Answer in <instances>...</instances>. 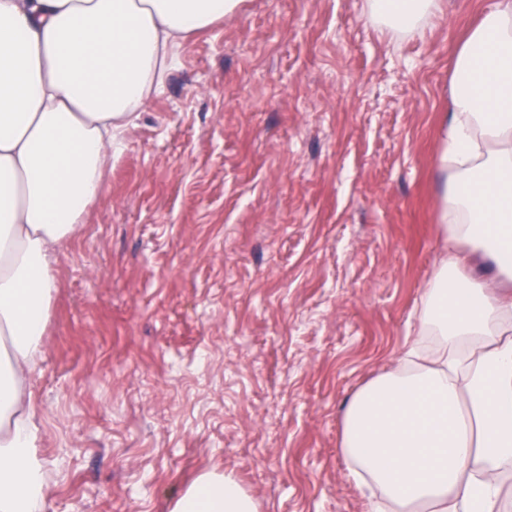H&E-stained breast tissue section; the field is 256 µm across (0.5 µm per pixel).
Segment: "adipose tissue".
<instances>
[{"mask_svg": "<svg viewBox=\"0 0 512 512\" xmlns=\"http://www.w3.org/2000/svg\"><path fill=\"white\" fill-rule=\"evenodd\" d=\"M240 0H0V512H46L27 381L43 357L56 256L106 191L103 170L190 32ZM442 0H368L410 32ZM436 168L447 252L420 337L343 409L342 453L370 512H501L512 471V0L455 52ZM491 277L457 278V253ZM171 512H257L228 474H201Z\"/></svg>", "mask_w": 512, "mask_h": 512, "instance_id": "1", "label": "adipose tissue"}]
</instances>
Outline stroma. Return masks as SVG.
I'll list each match as a JSON object with an SVG mask.
<instances>
[{
	"mask_svg": "<svg viewBox=\"0 0 512 512\" xmlns=\"http://www.w3.org/2000/svg\"><path fill=\"white\" fill-rule=\"evenodd\" d=\"M367 0H242L192 34L57 256L30 378L46 512H171L206 472L259 512H369L346 399L418 332L455 50Z\"/></svg>",
	"mask_w": 512,
	"mask_h": 512,
	"instance_id": "35a3bbf8",
	"label": "stroma"
}]
</instances>
